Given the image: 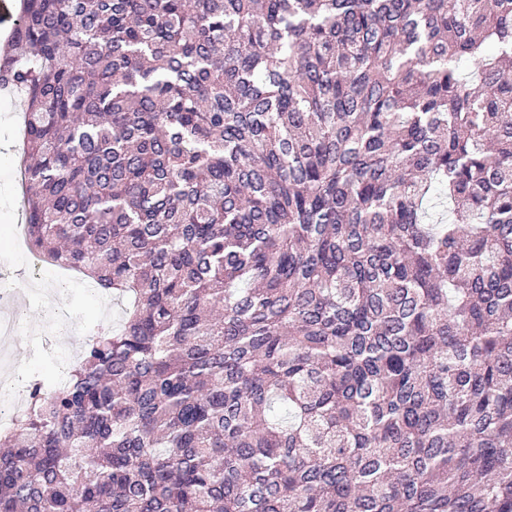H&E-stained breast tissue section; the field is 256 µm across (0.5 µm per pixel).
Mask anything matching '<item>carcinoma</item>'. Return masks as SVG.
<instances>
[{
    "label": "carcinoma",
    "instance_id": "obj_1",
    "mask_svg": "<svg viewBox=\"0 0 512 512\" xmlns=\"http://www.w3.org/2000/svg\"><path fill=\"white\" fill-rule=\"evenodd\" d=\"M4 87L131 305L0 512H512V0H22Z\"/></svg>",
    "mask_w": 512,
    "mask_h": 512
}]
</instances>
